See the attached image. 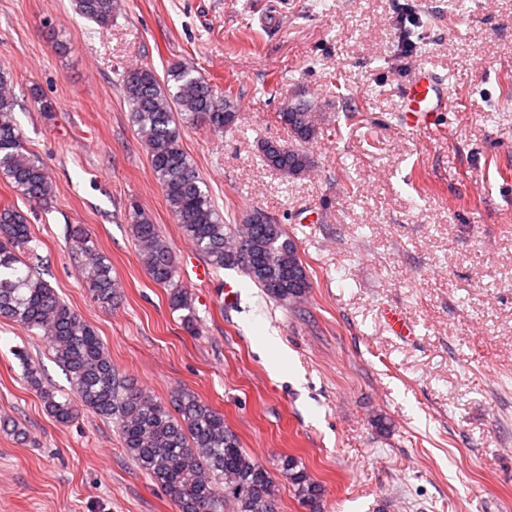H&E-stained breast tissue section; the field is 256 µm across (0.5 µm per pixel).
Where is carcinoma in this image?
Masks as SVG:
<instances>
[{
	"label": "carcinoma",
	"instance_id": "obj_1",
	"mask_svg": "<svg viewBox=\"0 0 512 512\" xmlns=\"http://www.w3.org/2000/svg\"><path fill=\"white\" fill-rule=\"evenodd\" d=\"M76 12L106 26L114 0H73ZM167 85L141 66L125 72L124 94L144 143L152 171L182 234L219 270L239 267L267 295L283 303L303 297L311 283L296 241L261 208L244 224H226L209 191L180 145L181 130L204 125L221 132L236 119L233 100L219 99L212 85L185 64L173 65ZM314 105H288L277 114L288 141L262 146L266 164L284 177L305 172V148L315 138ZM0 177L37 208L55 193L45 163L24 146L14 116L10 82L0 70ZM130 224L139 255L153 281L169 289V305L183 311L182 322L195 330L190 294L178 277L175 255L150 217L134 208ZM26 218L9 205L0 208V317L34 331L50 345L68 376L73 397L60 399L46 384L41 368L19 355L23 376L37 390L46 411L66 424L79 406L116 421L123 448L160 485L178 512H276L279 484L225 425L224 415L191 392L180 391L166 405L137 387L112 364L93 328L82 320L24 260L33 252ZM69 249L94 299L111 305L119 295L111 263L91 234L71 227ZM278 472L302 504L314 508L321 486L293 456L279 459Z\"/></svg>",
	"mask_w": 512,
	"mask_h": 512
}]
</instances>
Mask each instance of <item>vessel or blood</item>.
Listing matches in <instances>:
<instances>
[{
    "instance_id": "b4317fda",
    "label": "vessel or blood",
    "mask_w": 512,
    "mask_h": 512,
    "mask_svg": "<svg viewBox=\"0 0 512 512\" xmlns=\"http://www.w3.org/2000/svg\"><path fill=\"white\" fill-rule=\"evenodd\" d=\"M402 99L404 112L409 121L417 127L428 126L434 113L448 112L453 108L442 79L422 66L413 72L403 91Z\"/></svg>"
}]
</instances>
